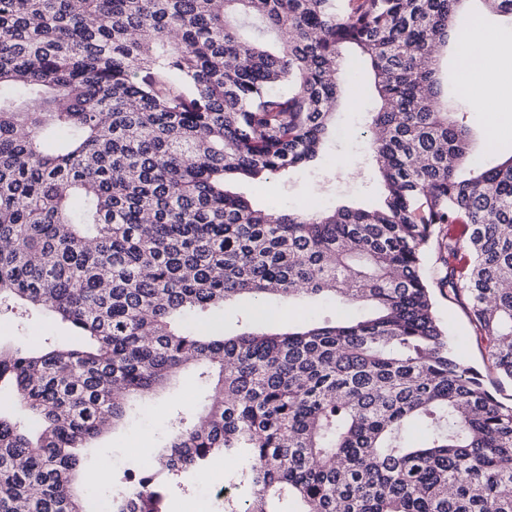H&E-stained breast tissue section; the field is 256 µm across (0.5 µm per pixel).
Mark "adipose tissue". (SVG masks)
Instances as JSON below:
<instances>
[{"label":"adipose tissue","instance_id":"adipose-tissue-1","mask_svg":"<svg viewBox=\"0 0 512 512\" xmlns=\"http://www.w3.org/2000/svg\"><path fill=\"white\" fill-rule=\"evenodd\" d=\"M512 59V40L495 35L482 22L474 21L461 35L458 64L463 73L479 75V82L467 83L466 95L470 102L480 104L491 98L497 87L484 71L489 54Z\"/></svg>","mask_w":512,"mask_h":512}]
</instances>
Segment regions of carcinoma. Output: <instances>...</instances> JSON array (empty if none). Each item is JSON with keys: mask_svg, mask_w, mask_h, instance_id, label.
Here are the masks:
<instances>
[{"mask_svg": "<svg viewBox=\"0 0 512 512\" xmlns=\"http://www.w3.org/2000/svg\"><path fill=\"white\" fill-rule=\"evenodd\" d=\"M0 0V302L77 344L0 347V512H91L79 449L194 367L198 416L107 512H170L219 454L224 512H512V401L457 355L432 289L512 383V157L472 165L437 108L463 0ZM370 63L365 208L226 189L304 166ZM78 196L82 207L71 199ZM249 294L364 314L235 336L176 324Z\"/></svg>", "mask_w": 512, "mask_h": 512, "instance_id": "cac0c4a2", "label": "carcinoma"}]
</instances>
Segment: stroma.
<instances>
[{"label": "stroma", "mask_w": 512, "mask_h": 512, "mask_svg": "<svg viewBox=\"0 0 512 512\" xmlns=\"http://www.w3.org/2000/svg\"><path fill=\"white\" fill-rule=\"evenodd\" d=\"M343 70L353 83L345 91L336 109V131L327 141L322 156L290 177L271 178L263 182L240 180L233 192L249 198L258 207L281 209L360 207L375 203L382 195L374 161L367 149L364 134L379 100L371 87L369 67L363 65L353 49L341 55ZM442 88L448 94V107L471 134L472 153L476 159L492 164L512 156V112L500 111L497 104L487 102L483 110H475L471 102L456 91L462 82L457 67V47L449 45L439 58ZM356 167L358 177H351L349 167ZM437 314L447 328L459 355L475 367L483 365V352L464 310L450 303L443 294L434 296ZM266 313L279 326L298 321H324L336 315V301L329 298L303 303L287 309L268 304ZM70 326L49 315L24 311L0 304V346L13 348L40 341L62 342L72 336ZM207 393L205 383L194 373L180 375L165 391L138 406L132 416L118 427L108 430L86 449V469L99 466L108 469L106 486H89L85 494L92 502L109 499L110 485L116 484L124 469L135 468L154 460L156 451L172 434L168 420L178 416L191 419ZM223 458H215L204 478L196 480L179 493L174 512H224L222 500L208 497L210 486L221 484Z\"/></svg>", "instance_id": "obj_1"}]
</instances>
